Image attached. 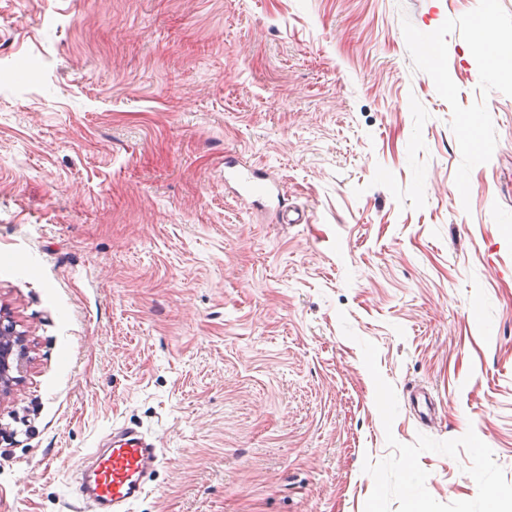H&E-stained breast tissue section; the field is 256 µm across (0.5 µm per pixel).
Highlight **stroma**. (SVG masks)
Returning a JSON list of instances; mask_svg holds the SVG:
<instances>
[{"mask_svg":"<svg viewBox=\"0 0 512 512\" xmlns=\"http://www.w3.org/2000/svg\"><path fill=\"white\" fill-rule=\"evenodd\" d=\"M512 0H0V512L116 424L135 512H512ZM305 224L224 187V158ZM432 396L414 416L413 390ZM0 308V402L8 398L31 363L29 337Z\"/></svg>","mask_w":512,"mask_h":512,"instance_id":"stroma-1","label":"stroma"}]
</instances>
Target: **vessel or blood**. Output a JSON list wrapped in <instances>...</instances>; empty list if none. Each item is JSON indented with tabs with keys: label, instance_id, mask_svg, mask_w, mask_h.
<instances>
[{
	"label": "vessel or blood",
	"instance_id": "obj_1",
	"mask_svg": "<svg viewBox=\"0 0 512 512\" xmlns=\"http://www.w3.org/2000/svg\"><path fill=\"white\" fill-rule=\"evenodd\" d=\"M224 185L241 199H257L278 223L301 224L302 210L286 206L276 181L251 167L228 160ZM164 460L156 439L141 426L120 425L112 429L110 446L95 449L80 476L76 500L88 512H132L149 490L151 476Z\"/></svg>",
	"mask_w": 512,
	"mask_h": 512
}]
</instances>
